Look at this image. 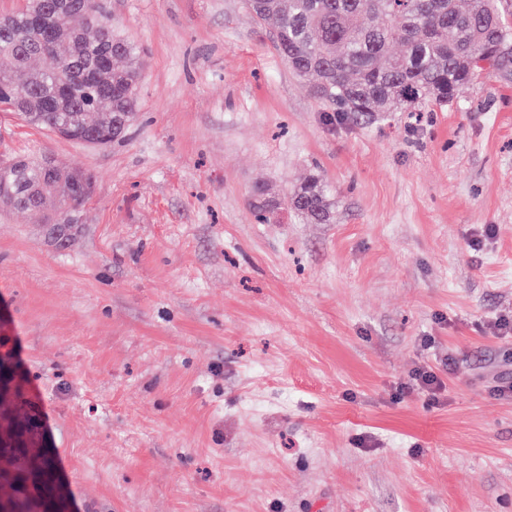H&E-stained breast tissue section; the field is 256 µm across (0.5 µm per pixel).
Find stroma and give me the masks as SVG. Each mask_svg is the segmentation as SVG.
<instances>
[{
    "instance_id": "1",
    "label": "stroma",
    "mask_w": 512,
    "mask_h": 512,
    "mask_svg": "<svg viewBox=\"0 0 512 512\" xmlns=\"http://www.w3.org/2000/svg\"><path fill=\"white\" fill-rule=\"evenodd\" d=\"M106 4L126 134L0 113V160L94 176L65 246L0 204V336L75 512H512V82L330 124L243 0ZM311 173L334 223H257Z\"/></svg>"
}]
</instances>
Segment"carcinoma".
<instances>
[{"mask_svg":"<svg viewBox=\"0 0 512 512\" xmlns=\"http://www.w3.org/2000/svg\"><path fill=\"white\" fill-rule=\"evenodd\" d=\"M253 19L270 26L288 68L329 109L330 122L374 112H420L447 107L459 89L486 69L512 76V26L500 0H245ZM136 47L112 28L104 0H72L53 13L46 0H26L0 16V112L66 139L94 133L100 146L125 134L135 120L140 72ZM47 57L51 64L37 68ZM92 176L47 159L0 165V200L52 218L50 234L64 243L75 234ZM250 207L268 222L288 207L311 224H331L333 203L311 175L279 199L262 186ZM8 396L0 400L4 425H36L38 404L27 397L28 379L8 353ZM36 470L50 477L52 454L42 448L0 445L3 512H34V489L23 486Z\"/></svg>","mask_w":512,"mask_h":512,"instance_id":"obj_1","label":"carcinoma"}]
</instances>
